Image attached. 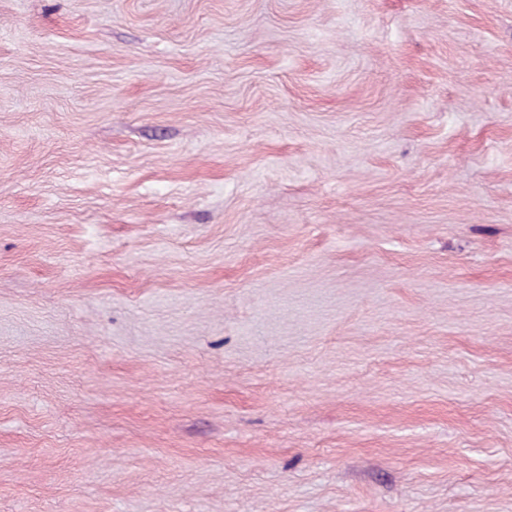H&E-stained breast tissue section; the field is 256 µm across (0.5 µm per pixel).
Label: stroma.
I'll return each instance as SVG.
<instances>
[{
    "label": "stroma",
    "mask_w": 512,
    "mask_h": 512,
    "mask_svg": "<svg viewBox=\"0 0 512 512\" xmlns=\"http://www.w3.org/2000/svg\"><path fill=\"white\" fill-rule=\"evenodd\" d=\"M0 512H512V0H0Z\"/></svg>",
    "instance_id": "stroma-1"
}]
</instances>
